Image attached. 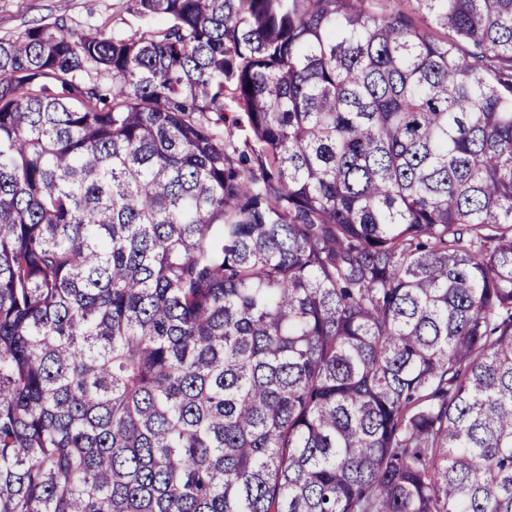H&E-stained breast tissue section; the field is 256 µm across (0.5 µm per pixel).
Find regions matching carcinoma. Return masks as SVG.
<instances>
[{
    "label": "carcinoma",
    "mask_w": 512,
    "mask_h": 512,
    "mask_svg": "<svg viewBox=\"0 0 512 512\" xmlns=\"http://www.w3.org/2000/svg\"><path fill=\"white\" fill-rule=\"evenodd\" d=\"M412 2L0 40V512H512V0Z\"/></svg>",
    "instance_id": "carcinoma-1"
}]
</instances>
